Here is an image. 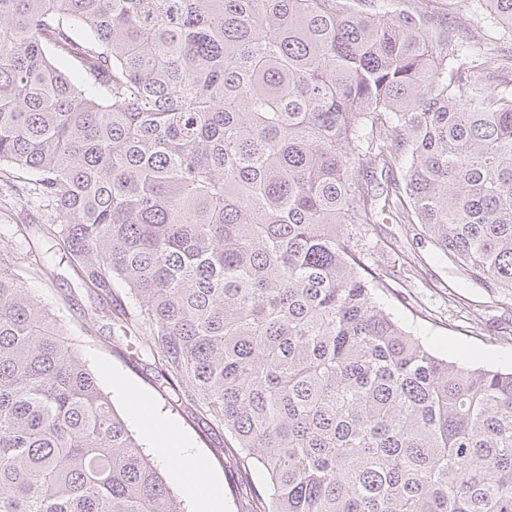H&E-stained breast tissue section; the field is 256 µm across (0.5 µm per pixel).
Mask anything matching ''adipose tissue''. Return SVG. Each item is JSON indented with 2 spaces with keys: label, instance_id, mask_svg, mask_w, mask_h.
<instances>
[{
  "label": "adipose tissue",
  "instance_id": "1",
  "mask_svg": "<svg viewBox=\"0 0 512 512\" xmlns=\"http://www.w3.org/2000/svg\"><path fill=\"white\" fill-rule=\"evenodd\" d=\"M124 395L135 406V415L147 430L163 427V434H158L157 448L162 460L174 466L177 477L191 499L205 498L206 512H223L224 501L218 481L205 475L197 464V456L192 448L180 440L173 432L172 427L164 426L161 416L140 409V394L134 388L127 387Z\"/></svg>",
  "mask_w": 512,
  "mask_h": 512
}]
</instances>
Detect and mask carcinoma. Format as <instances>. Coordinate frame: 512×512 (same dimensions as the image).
<instances>
[{
	"label": "carcinoma",
	"instance_id": "1",
	"mask_svg": "<svg viewBox=\"0 0 512 512\" xmlns=\"http://www.w3.org/2000/svg\"><path fill=\"white\" fill-rule=\"evenodd\" d=\"M457 57L399 0H0V168L35 176L44 262L128 290L119 328L260 469L258 512H512V372L406 331L351 236L392 215L512 289V91ZM0 512H184L1 268Z\"/></svg>",
	"mask_w": 512,
	"mask_h": 512
}]
</instances>
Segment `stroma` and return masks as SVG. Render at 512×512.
Here are the masks:
<instances>
[{
	"label": "stroma",
	"mask_w": 512,
	"mask_h": 512,
	"mask_svg": "<svg viewBox=\"0 0 512 512\" xmlns=\"http://www.w3.org/2000/svg\"><path fill=\"white\" fill-rule=\"evenodd\" d=\"M408 9L428 8L460 25L462 60L477 64L490 88L503 89L511 76L498 56L512 54V33L487 11L483 0H405ZM22 179L0 181V256L26 282L80 350L101 389L125 421L133 416L113 394L123 382L146 395L152 408L171 421L177 435L198 452L204 467L223 482L224 512H253L266 487L257 470L245 469L228 448L229 434L201 416L174 405L157 382L152 356L129 358L120 339L114 307L82 282L67 259H56L50 276L38 268L35 242L48 223L46 210L11 200ZM357 251L382 285L378 298L386 310L437 355L469 366L512 370V290L464 275L419 233L417 225L387 219L358 226Z\"/></svg>",
	"instance_id": "1"
}]
</instances>
